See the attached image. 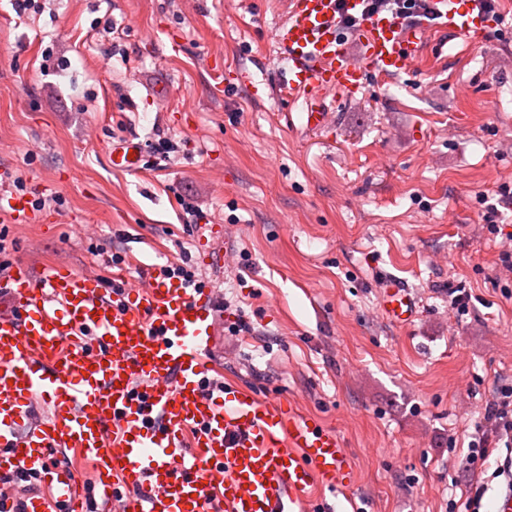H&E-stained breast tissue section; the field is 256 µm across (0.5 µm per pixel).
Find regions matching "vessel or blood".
Segmentation results:
<instances>
[{
  "instance_id": "obj_1",
  "label": "vessel or blood",
  "mask_w": 512,
  "mask_h": 512,
  "mask_svg": "<svg viewBox=\"0 0 512 512\" xmlns=\"http://www.w3.org/2000/svg\"><path fill=\"white\" fill-rule=\"evenodd\" d=\"M441 27L471 40L485 17L476 0H432ZM363 0H290L272 40L288 61L282 101L304 98L307 127L330 122L325 94L362 92L366 66L405 72L424 47V28L388 13L364 16ZM359 18L345 29L341 18ZM357 41L351 57L348 41ZM139 143L108 149L113 169L140 168ZM28 197L0 203V216L30 220ZM221 225L202 224L200 253L220 262ZM0 288L13 303L0 312V474L38 473L42 491L26 512H89L72 472L50 461L76 450L96 466L105 503L124 512H306L314 489L343 492L354 481L340 435L292 404L225 386L204 389L209 356L224 318L208 288L152 275L121 279L107 293L93 276L52 268L41 276L17 265ZM380 307L386 319L418 318L410 288L389 278ZM49 409L35 419L38 405Z\"/></svg>"
}]
</instances>
